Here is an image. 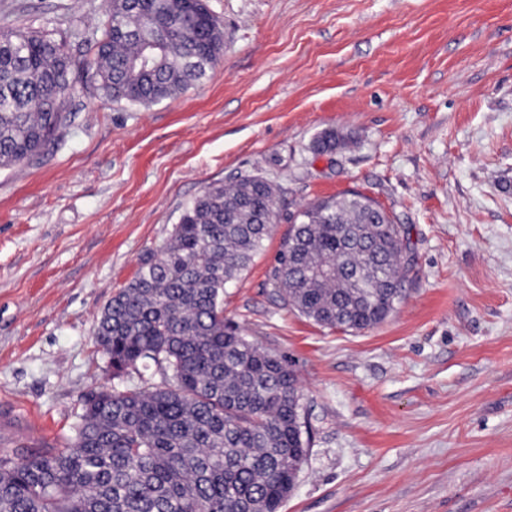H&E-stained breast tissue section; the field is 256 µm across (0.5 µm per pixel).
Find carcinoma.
Returning a JSON list of instances; mask_svg holds the SVG:
<instances>
[{
    "label": "carcinoma",
    "instance_id": "carcinoma-1",
    "mask_svg": "<svg viewBox=\"0 0 512 512\" xmlns=\"http://www.w3.org/2000/svg\"><path fill=\"white\" fill-rule=\"evenodd\" d=\"M224 26L202 0H112L94 39L100 95L148 108L206 78ZM63 39L0 30V168L39 155L74 90ZM345 145L334 130L316 155ZM281 189L259 175L207 185L170 239L104 306L95 341L115 378L154 365L162 382L84 398L74 438L0 455V512H280L305 461L298 375L224 319V288L271 235ZM267 284L316 324L384 322L412 270L405 225L348 191L288 213Z\"/></svg>",
    "mask_w": 512,
    "mask_h": 512
}]
</instances>
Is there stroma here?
Segmentation results:
<instances>
[{
  "label": "stroma",
  "instance_id": "35a3bbf8",
  "mask_svg": "<svg viewBox=\"0 0 512 512\" xmlns=\"http://www.w3.org/2000/svg\"><path fill=\"white\" fill-rule=\"evenodd\" d=\"M224 57L148 108L81 68L104 0H0L66 38L80 86L39 159L0 169V430L61 444L116 378L105 304L212 182L259 174L281 212L359 191L410 227L405 298L362 332L284 309L275 224L224 316L297 371L311 446L281 512H512V0H207ZM353 144L316 156L327 128Z\"/></svg>",
  "mask_w": 512,
  "mask_h": 512
}]
</instances>
